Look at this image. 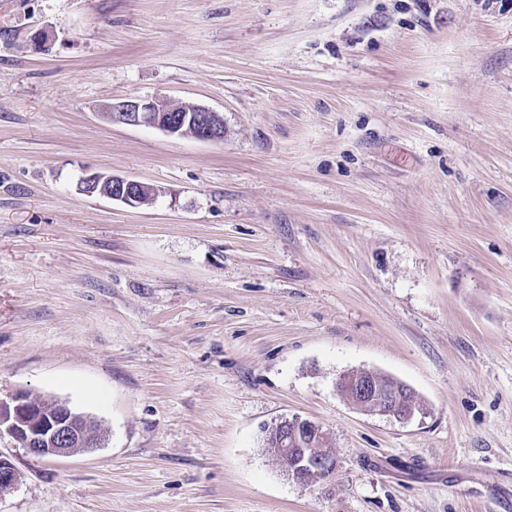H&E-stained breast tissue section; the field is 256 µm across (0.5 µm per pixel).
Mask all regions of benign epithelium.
Wrapping results in <instances>:
<instances>
[{
    "mask_svg": "<svg viewBox=\"0 0 512 512\" xmlns=\"http://www.w3.org/2000/svg\"><path fill=\"white\" fill-rule=\"evenodd\" d=\"M103 116L113 124L148 126L170 137L203 141L224 139V118L194 103L157 99H127L105 107ZM79 191L129 206L155 196L153 186L110 172L87 171ZM340 392L356 408L373 415L410 420L417 411L414 392L406 385L369 370L344 374ZM7 437L37 458L70 457L97 448L104 435L97 420L79 414L67 402L55 400L47 408L32 402L27 391L0 400V439ZM272 452L292 480L307 483L313 477L328 478L335 471V452L321 427L301 417L286 418L274 425ZM21 476L12 461L0 453V494L14 489Z\"/></svg>",
    "mask_w": 512,
    "mask_h": 512,
    "instance_id": "obj_1",
    "label": "benign epithelium"
}]
</instances>
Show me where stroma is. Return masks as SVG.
I'll use <instances>...</instances> for the list:
<instances>
[{
	"mask_svg": "<svg viewBox=\"0 0 512 512\" xmlns=\"http://www.w3.org/2000/svg\"><path fill=\"white\" fill-rule=\"evenodd\" d=\"M133 97L208 106L224 138L104 118ZM88 168L156 195H85ZM355 370L420 413L358 410ZM20 390L108 433L53 459L1 439L0 512H512V0H0ZM294 416L328 480L267 451ZM338 387L352 405L369 414L410 420L418 410L415 394L408 386L376 372L346 373ZM273 428L271 450L289 478L307 483L315 476L329 479L334 473L335 452L319 425L293 417L281 420ZM267 439L266 447L271 453ZM295 448H299V453H294L291 460Z\"/></svg>",
	"mask_w": 512,
	"mask_h": 512,
	"instance_id": "35a3bbf8",
	"label": "stroma"
}]
</instances>
